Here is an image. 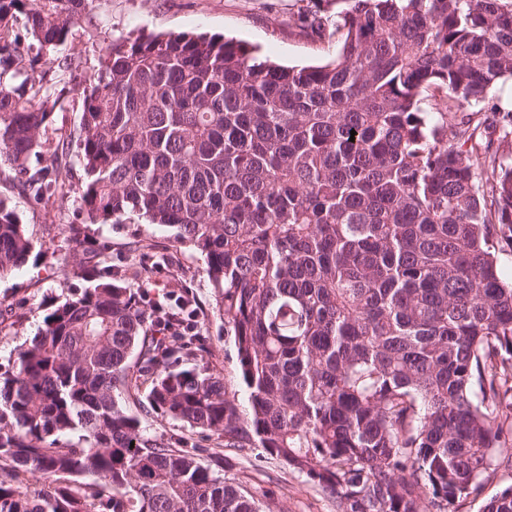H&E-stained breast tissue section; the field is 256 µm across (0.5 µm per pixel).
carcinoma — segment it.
Segmentation results:
<instances>
[{
	"label": "carcinoma",
	"mask_w": 512,
	"mask_h": 512,
	"mask_svg": "<svg viewBox=\"0 0 512 512\" xmlns=\"http://www.w3.org/2000/svg\"><path fill=\"white\" fill-rule=\"evenodd\" d=\"M336 3L296 23L336 44L320 66L205 34L106 48L81 93L79 205L91 224L136 215L201 255L239 389L195 364L206 337L180 333L192 308L153 311L98 269L0 376V512H261L150 435L153 414L262 449L340 512H454L481 494L512 447V284L494 252L512 242V111L479 108L512 78V0ZM89 4L0 0V165L37 203L68 194L69 146L10 33L25 15L65 72L53 52ZM31 249L0 202V277ZM22 469L49 481L16 485ZM87 475L107 491L77 485ZM482 512H512V486Z\"/></svg>",
	"instance_id": "cac0c4a2"
}]
</instances>
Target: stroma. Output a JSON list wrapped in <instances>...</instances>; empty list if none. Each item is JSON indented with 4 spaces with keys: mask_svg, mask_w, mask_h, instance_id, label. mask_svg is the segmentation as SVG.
<instances>
[{
    "mask_svg": "<svg viewBox=\"0 0 512 512\" xmlns=\"http://www.w3.org/2000/svg\"><path fill=\"white\" fill-rule=\"evenodd\" d=\"M314 0H94L89 14L72 37L58 48L61 56L71 57L75 68L70 77L52 79L51 94L59 101L54 109L53 126L69 145L67 161L73 172V188L68 197L48 204L30 200L10 180L0 174V200L13 209L32 243L27 263L13 274L0 278V372L11 369L19 352L25 349L42 325L43 315L68 298L78 284L67 274L72 261L97 269L104 262L131 269L134 243H153L170 253L171 264L161 281L187 288L200 309L206 353L198 366L221 371L228 387H236L233 348L224 333V316L203 271L199 253L188 247L173 246L167 231L129 216L119 224L93 226L91 243L76 246L68 241V227L82 223L78 189L83 170L79 161V135L82 117L81 88L100 67L107 46L113 40L149 33H207L234 38L254 46L259 57L284 65H318L335 54L334 48L311 43L295 28L297 15ZM111 243L109 259H102L94 240ZM151 434L194 444L201 462L215 474L245 489L262 512H338L335 499L303 476L289 471L279 461L263 456L261 449L236 452L217 450L216 437H202L183 423L151 415L142 420Z\"/></svg>",
    "mask_w": 512,
    "mask_h": 512,
    "instance_id": "1",
    "label": "stroma"
}]
</instances>
